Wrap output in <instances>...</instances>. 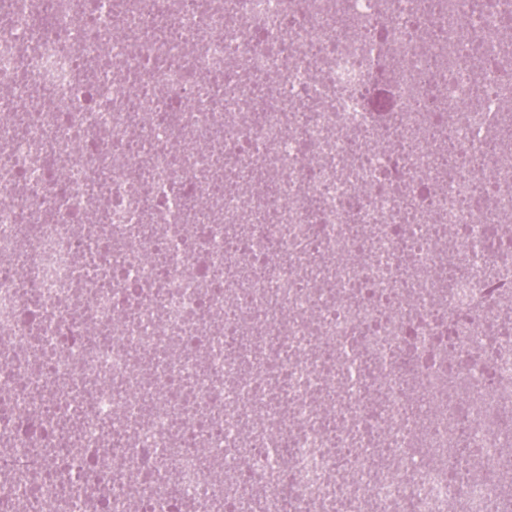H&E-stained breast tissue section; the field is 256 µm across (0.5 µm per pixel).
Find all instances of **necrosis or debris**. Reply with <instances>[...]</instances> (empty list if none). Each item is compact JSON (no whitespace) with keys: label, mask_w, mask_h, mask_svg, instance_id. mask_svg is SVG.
<instances>
[{"label":"necrosis or debris","mask_w":512,"mask_h":512,"mask_svg":"<svg viewBox=\"0 0 512 512\" xmlns=\"http://www.w3.org/2000/svg\"><path fill=\"white\" fill-rule=\"evenodd\" d=\"M337 2L7 0L0 512H487L512 9ZM499 139L496 143V150L499 154L512 155V101L509 105L507 102L503 106L499 121Z\"/></svg>","instance_id":"obj_1"}]
</instances>
